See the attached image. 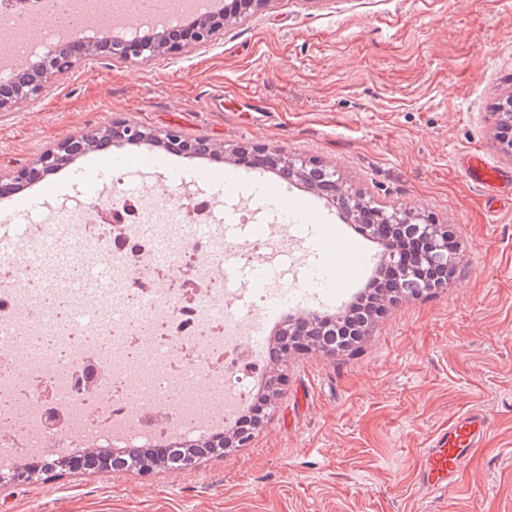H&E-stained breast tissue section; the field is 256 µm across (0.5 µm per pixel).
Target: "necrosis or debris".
Instances as JSON below:
<instances>
[{
	"mask_svg": "<svg viewBox=\"0 0 512 512\" xmlns=\"http://www.w3.org/2000/svg\"><path fill=\"white\" fill-rule=\"evenodd\" d=\"M147 198L119 202L130 220L89 231L82 224L24 228L17 261L0 270V464L56 453L69 440L148 448L223 430L225 408L247 402L264 359L244 345L249 316L272 289L253 290L247 308H224V258L251 267L275 259L266 237L250 248L221 231L189 225L203 201L148 214ZM192 254L208 298L179 308L172 280L135 288L151 268H175ZM122 308H115V299ZM222 370H213V363ZM209 400L190 406V395ZM121 413H113L114 405Z\"/></svg>",
	"mask_w": 512,
	"mask_h": 512,
	"instance_id": "1",
	"label": "necrosis or debris"
}]
</instances>
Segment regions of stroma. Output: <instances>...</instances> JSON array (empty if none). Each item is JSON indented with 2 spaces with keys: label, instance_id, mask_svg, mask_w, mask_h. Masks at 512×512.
Masks as SVG:
<instances>
[{
  "label": "stroma",
  "instance_id": "stroma-1",
  "mask_svg": "<svg viewBox=\"0 0 512 512\" xmlns=\"http://www.w3.org/2000/svg\"><path fill=\"white\" fill-rule=\"evenodd\" d=\"M512 95V0H271L212 42L140 64L80 63L41 99L0 112V174L34 164L71 133L124 119L177 127L231 150L261 144L336 167L374 205L415 207L447 225L461 263L445 287L401 300L356 352L292 353L285 382L250 446L179 471L66 473L0 490V512H512V157L494 110ZM115 144L26 190L43 222L83 200L81 221L108 219L134 190L210 202L215 223L248 242L252 224L287 237L273 286L304 295V242L329 224L345 249L382 248L314 192L289 184V207L318 215L282 232L261 190L267 173ZM481 154L500 170L492 189L460 163ZM122 167V183L113 170ZM483 410L489 427L454 490L425 494L420 448L448 419Z\"/></svg>",
  "mask_w": 512,
  "mask_h": 512
}]
</instances>
